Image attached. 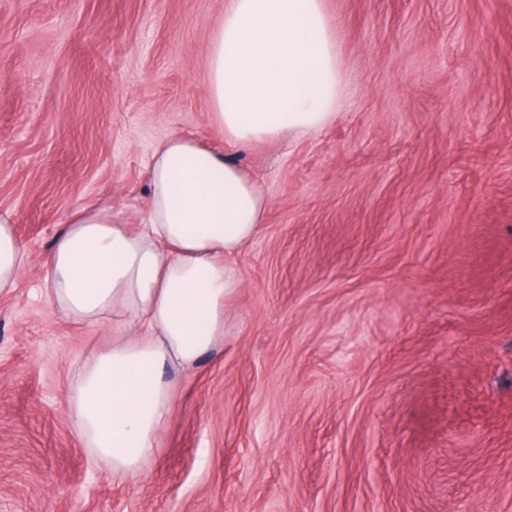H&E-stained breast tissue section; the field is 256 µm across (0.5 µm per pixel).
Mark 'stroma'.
<instances>
[{
	"label": "stroma",
	"mask_w": 512,
	"mask_h": 512,
	"mask_svg": "<svg viewBox=\"0 0 512 512\" xmlns=\"http://www.w3.org/2000/svg\"><path fill=\"white\" fill-rule=\"evenodd\" d=\"M225 0H0V512H512V0H324L321 129L232 146L207 93ZM249 171L266 221L221 348L113 479L69 391L112 334L53 313L68 215L139 221L172 134ZM10 213H0V294L15 287L31 261L29 251L17 237Z\"/></svg>",
	"instance_id": "1"
}]
</instances>
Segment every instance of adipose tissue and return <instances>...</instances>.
I'll list each match as a JSON object with an SVG mask.
<instances>
[{
    "mask_svg": "<svg viewBox=\"0 0 512 512\" xmlns=\"http://www.w3.org/2000/svg\"><path fill=\"white\" fill-rule=\"evenodd\" d=\"M339 78L323 0H226L210 38L207 90L229 142L320 128L334 114ZM147 182L139 223L114 219L108 206L75 209L44 278L55 312L115 332L83 360L70 404L117 479L140 474L155 454L178 390L170 371L223 344L243 286L232 259L257 237L267 208L245 170L185 135L155 149ZM30 261L12 215L0 213V294Z\"/></svg>",
    "mask_w": 512,
    "mask_h": 512,
    "instance_id": "1",
    "label": "adipose tissue"
}]
</instances>
